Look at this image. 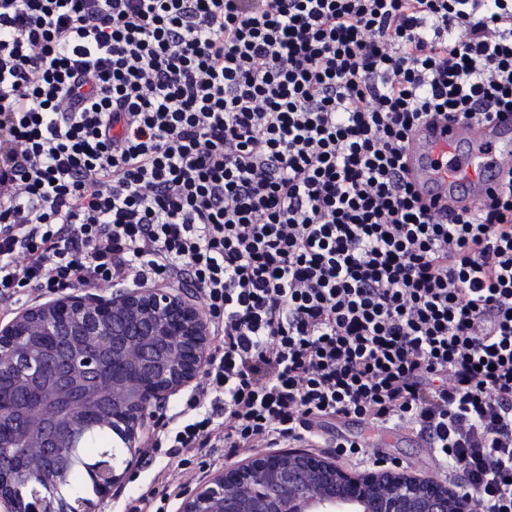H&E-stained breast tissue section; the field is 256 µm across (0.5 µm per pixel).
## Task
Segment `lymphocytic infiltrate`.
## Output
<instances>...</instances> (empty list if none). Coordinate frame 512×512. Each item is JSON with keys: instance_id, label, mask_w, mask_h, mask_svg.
<instances>
[{"instance_id": "f902f5d3", "label": "lymphocytic infiltrate", "mask_w": 512, "mask_h": 512, "mask_svg": "<svg viewBox=\"0 0 512 512\" xmlns=\"http://www.w3.org/2000/svg\"><path fill=\"white\" fill-rule=\"evenodd\" d=\"M512 111V0H0V313L25 288H189L201 395L148 443L200 455L404 430L512 512V170L424 202L426 118Z\"/></svg>"}]
</instances>
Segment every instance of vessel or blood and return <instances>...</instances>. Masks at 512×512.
Segmentation results:
<instances>
[{
	"label": "vessel or blood",
	"mask_w": 512,
	"mask_h": 512,
	"mask_svg": "<svg viewBox=\"0 0 512 512\" xmlns=\"http://www.w3.org/2000/svg\"><path fill=\"white\" fill-rule=\"evenodd\" d=\"M512 162V114L489 123L457 121L421 125L406 149L419 193L454 213L473 211L488 199Z\"/></svg>",
	"instance_id": "vessel-or-blood-1"
}]
</instances>
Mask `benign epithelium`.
I'll use <instances>...</instances> for the list:
<instances>
[{
    "label": "benign epithelium",
    "instance_id": "obj_1",
    "mask_svg": "<svg viewBox=\"0 0 512 512\" xmlns=\"http://www.w3.org/2000/svg\"><path fill=\"white\" fill-rule=\"evenodd\" d=\"M209 320L179 288L122 289L101 294H63L24 309L0 327V447L8 442L36 457L67 453V438L82 430L102 400L112 404V430L121 434L127 457L120 465L91 468L103 494L122 483L141 456L152 407L193 383L209 358ZM77 399L81 409L50 418L31 415L41 395ZM308 451L265 453L227 466L188 493L181 512H306L298 505L291 476ZM310 463L343 482L341 498L329 491L312 512H343L342 504L375 495L383 512H415L423 493L448 496L453 512H472V501L442 484L385 469L351 475L324 456ZM54 485L38 466L14 475L15 484ZM60 499L36 494L28 512H84Z\"/></svg>",
    "mask_w": 512,
    "mask_h": 512
}]
</instances>
